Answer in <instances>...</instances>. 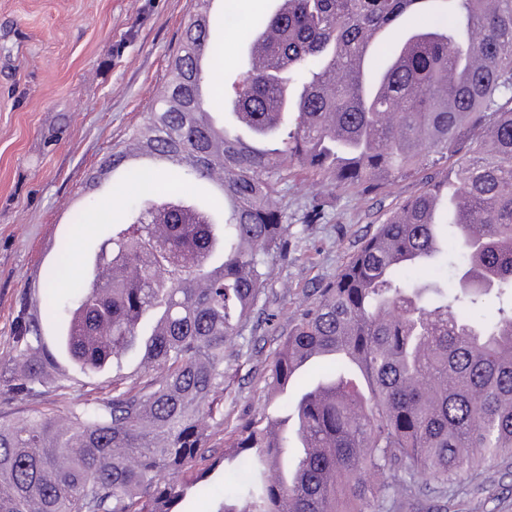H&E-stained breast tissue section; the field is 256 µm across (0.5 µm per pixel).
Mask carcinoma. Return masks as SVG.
<instances>
[{
    "label": "carcinoma",
    "instance_id": "1",
    "mask_svg": "<svg viewBox=\"0 0 512 512\" xmlns=\"http://www.w3.org/2000/svg\"><path fill=\"white\" fill-rule=\"evenodd\" d=\"M207 2L196 0L168 79L112 148V168L136 142L177 157L167 169L180 180H203L222 153L220 248H209L206 210L192 217L185 196L140 190L127 222L111 225L112 253L92 262L136 278L101 284L92 272L63 303L53 282L70 248L58 244L40 296L17 305L0 406L61 388L43 336L61 313V346L83 374L131 352L144 370L112 379L101 403L69 406L63 423L45 407L0 415V512H182L218 469L243 482L216 512H395L412 506L402 495L443 498L466 472L511 468L512 309L477 324L471 304L512 290V0H442L452 21L406 33L390 58L382 38L428 0H283L288 12L259 24L267 64L236 77L227 102L251 138L226 132L220 148L192 48L214 54L228 17L203 15ZM450 153L469 159L425 182L280 328L263 296L272 256L288 254L294 172L368 192ZM450 237L462 260L454 292L410 282ZM212 268L222 275L192 287ZM255 316L279 336L267 386L281 401L218 450L205 420L224 395V350ZM318 362L327 372L289 397Z\"/></svg>",
    "mask_w": 512,
    "mask_h": 512
}]
</instances>
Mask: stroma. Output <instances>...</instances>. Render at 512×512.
Listing matches in <instances>:
<instances>
[{
	"label": "stroma",
	"mask_w": 512,
	"mask_h": 512,
	"mask_svg": "<svg viewBox=\"0 0 512 512\" xmlns=\"http://www.w3.org/2000/svg\"><path fill=\"white\" fill-rule=\"evenodd\" d=\"M281 0H232L237 16L208 68L231 75L246 65L256 19ZM194 0H0V358L7 355L17 302L57 262L67 241L71 261L55 293L71 296L131 199L120 173L103 162L129 130L144 122ZM457 156L419 166L373 193L312 184L297 175L285 201L290 216L287 258L272 257L268 306L281 326L297 318L372 233L427 178L456 167ZM83 212L74 223L75 212ZM277 339L265 326L228 344L220 413L211 443L262 411L267 369ZM111 370L79 375L47 393L44 405L66 410L83 395L109 396ZM512 512V469L494 480L462 475L447 501L422 498L419 512Z\"/></svg>",
	"instance_id": "obj_1"
}]
</instances>
